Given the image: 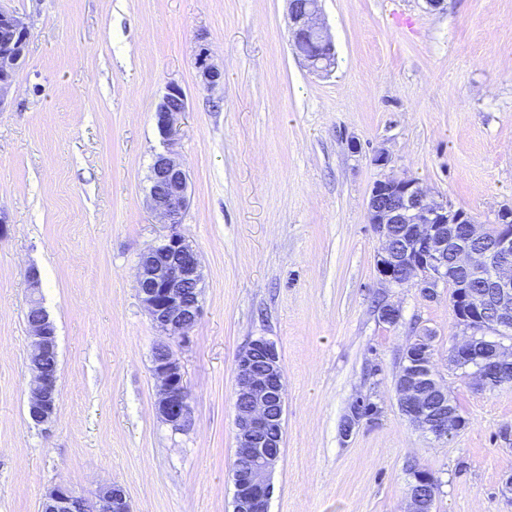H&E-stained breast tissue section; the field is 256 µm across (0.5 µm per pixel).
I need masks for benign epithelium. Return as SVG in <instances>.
Listing matches in <instances>:
<instances>
[{"instance_id":"benign-epithelium-1","label":"benign epithelium","mask_w":512,"mask_h":512,"mask_svg":"<svg viewBox=\"0 0 512 512\" xmlns=\"http://www.w3.org/2000/svg\"><path fill=\"white\" fill-rule=\"evenodd\" d=\"M288 30L291 43L309 70L328 72L334 64V45L318 8V0H288ZM0 110L16 68L25 55L29 30L10 9L0 6ZM196 65L206 86L224 83V71L209 62L204 52ZM187 111L184 90L167 86L154 120L167 141L176 133L179 118ZM150 208L172 232L138 257L135 288L152 321L163 329L166 340L152 350V375L158 383L156 410L174 429L185 426L190 414L189 394L174 344L184 343L202 312V273L198 255L186 237L177 231L188 204V177L182 163L169 151L155 156L148 192ZM367 221L380 242L376 266L383 283L413 286L426 295L450 278L448 253L454 268L463 271L456 294L461 339L448 349V360L482 388L497 381L490 368L512 369V346L503 339L512 334V208L498 212L496 230L477 222L468 212L438 199L412 177H386L377 181L367 203ZM480 278L486 291H473L467 281ZM39 309L30 322L29 370L33 375L28 399L30 420L39 426L54 422L58 406V370L47 368L42 357L57 354L55 330L40 299L30 298ZM432 335L415 339L397 383L400 411L418 429L438 441L452 439L463 427L448 386L439 378L431 352ZM235 392L236 459L233 512H268L274 492L272 475L280 459L281 442H269L266 434L284 414V378L280 354L273 341L260 336L237 356ZM435 491L425 470L412 473L405 512H433ZM41 512H131L122 487L112 482L100 485L85 497L59 482L46 489Z\"/></svg>"}]
</instances>
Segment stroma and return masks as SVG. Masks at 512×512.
<instances>
[{"instance_id": "obj_1", "label": "stroma", "mask_w": 512, "mask_h": 512, "mask_svg": "<svg viewBox=\"0 0 512 512\" xmlns=\"http://www.w3.org/2000/svg\"><path fill=\"white\" fill-rule=\"evenodd\" d=\"M6 5L30 37L0 110V512H40L58 482L88 496L119 484L133 512H232L236 358L260 336L286 384L269 512H403L414 468L434 477L436 512H512V388L449 363L448 286L429 299L382 283L366 216L389 175L488 226L512 206V0H319L336 53L320 76L290 46L287 0ZM202 51L223 87L203 84ZM172 82L187 96L179 230L203 274L202 316L177 350L182 430L156 413L164 334L134 287L138 254L168 231L147 188ZM32 268L57 336L48 427L26 411ZM382 302L398 324L379 320ZM427 330L466 421L446 442L397 405L405 348ZM358 398L378 413L343 435Z\"/></svg>"}]
</instances>
